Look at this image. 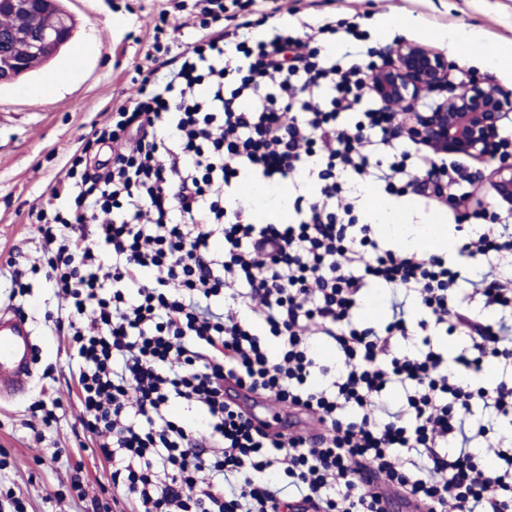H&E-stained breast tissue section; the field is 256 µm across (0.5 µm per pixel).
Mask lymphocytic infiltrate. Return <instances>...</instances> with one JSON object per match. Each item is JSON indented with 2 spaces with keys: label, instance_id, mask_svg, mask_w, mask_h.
<instances>
[{
  "label": "lymphocytic infiltrate",
  "instance_id": "obj_1",
  "mask_svg": "<svg viewBox=\"0 0 512 512\" xmlns=\"http://www.w3.org/2000/svg\"><path fill=\"white\" fill-rule=\"evenodd\" d=\"M251 26L209 28L167 59L166 83L143 79L141 100L90 129L109 157L75 152L48 189L57 209L36 211L113 486L139 512H388L392 493L418 512H512V383L480 380L512 357V274L458 284L460 266L512 257V226L467 235L456 266L380 245L348 182L454 201L470 174L400 140L369 65L323 53L356 24L240 36ZM253 176L315 192L290 222H257L236 190ZM372 284L389 291L377 323L359 316ZM457 332L470 344L445 360L431 339ZM236 387L320 432L254 424L224 399ZM180 403L201 425L173 418Z\"/></svg>",
  "mask_w": 512,
  "mask_h": 512
}]
</instances>
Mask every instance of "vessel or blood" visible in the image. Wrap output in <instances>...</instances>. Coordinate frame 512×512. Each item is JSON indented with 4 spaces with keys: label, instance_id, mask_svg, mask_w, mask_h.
Returning a JSON list of instances; mask_svg holds the SVG:
<instances>
[{
    "label": "vessel or blood",
    "instance_id": "b4317fda",
    "mask_svg": "<svg viewBox=\"0 0 512 512\" xmlns=\"http://www.w3.org/2000/svg\"><path fill=\"white\" fill-rule=\"evenodd\" d=\"M31 330L25 318L0 312V390H24L31 376Z\"/></svg>",
    "mask_w": 512,
    "mask_h": 512
}]
</instances>
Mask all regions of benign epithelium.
I'll return each mask as SVG.
<instances>
[{
    "label": "benign epithelium",
    "mask_w": 512,
    "mask_h": 512,
    "mask_svg": "<svg viewBox=\"0 0 512 512\" xmlns=\"http://www.w3.org/2000/svg\"><path fill=\"white\" fill-rule=\"evenodd\" d=\"M32 18L23 28L0 27V85L27 72L28 62L64 47L72 38L69 18L55 8V0H0V15ZM456 66L435 49L416 42L393 47L391 60L373 68L369 86L385 105L412 104L422 92L448 86ZM512 107V94L489 86L471 73L450 96L430 104L425 112H411L402 130L436 156L484 161L491 157L500 124ZM496 198L512 206V157H501L491 173Z\"/></svg>",
    "instance_id": "obj_1"
}]
</instances>
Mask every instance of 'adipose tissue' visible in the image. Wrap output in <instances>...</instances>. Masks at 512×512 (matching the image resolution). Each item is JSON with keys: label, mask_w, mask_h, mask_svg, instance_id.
Segmentation results:
<instances>
[{"label": "adipose tissue", "mask_w": 512, "mask_h": 512, "mask_svg": "<svg viewBox=\"0 0 512 512\" xmlns=\"http://www.w3.org/2000/svg\"><path fill=\"white\" fill-rule=\"evenodd\" d=\"M449 44L467 58L481 61L484 70L512 67V47L488 43L475 31L459 27L445 34ZM364 217L376 232L397 246L421 253L454 252L455 238L447 225L429 219L411 223L404 205L390 201L370 187H360Z\"/></svg>", "instance_id": "1"}]
</instances>
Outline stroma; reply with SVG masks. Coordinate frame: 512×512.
Masks as SVG:
<instances>
[{
	"label": "stroma",
	"mask_w": 512,
	"mask_h": 512,
	"mask_svg": "<svg viewBox=\"0 0 512 512\" xmlns=\"http://www.w3.org/2000/svg\"><path fill=\"white\" fill-rule=\"evenodd\" d=\"M76 22L71 43L52 65L60 83L39 71L0 85V311L21 314L32 331V379L22 394L0 397V512H135L114 488L94 438L79 419L75 363L68 339L50 320L61 301L45 271L30 272L41 255L38 225L29 218L90 130L113 105L134 99L149 51L193 42L205 18L202 0H63ZM228 17L256 21L262 36L292 22L352 19L383 60L407 40L444 53L464 71L440 35L465 26L493 44L512 45V0H224ZM26 274L17 287L15 271Z\"/></svg>",
	"instance_id": "obj_1"
}]
</instances>
